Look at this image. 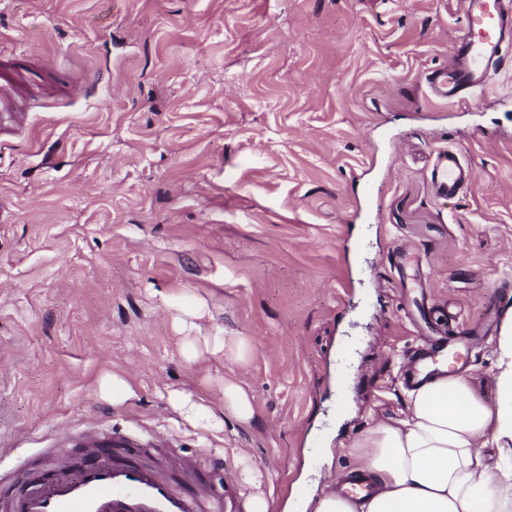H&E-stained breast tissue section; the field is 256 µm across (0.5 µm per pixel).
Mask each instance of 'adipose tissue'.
Segmentation results:
<instances>
[{"instance_id": "ef3b65f1", "label": "adipose tissue", "mask_w": 512, "mask_h": 512, "mask_svg": "<svg viewBox=\"0 0 512 512\" xmlns=\"http://www.w3.org/2000/svg\"><path fill=\"white\" fill-rule=\"evenodd\" d=\"M488 404L472 380L440 372L408 390L406 415L354 445L313 512H512V309L496 335Z\"/></svg>"}]
</instances>
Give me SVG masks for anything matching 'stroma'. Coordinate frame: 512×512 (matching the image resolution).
<instances>
[{
  "label": "stroma",
  "mask_w": 512,
  "mask_h": 512,
  "mask_svg": "<svg viewBox=\"0 0 512 512\" xmlns=\"http://www.w3.org/2000/svg\"><path fill=\"white\" fill-rule=\"evenodd\" d=\"M462 23L459 0H0L24 97L0 115V468L81 457L52 432L93 424L231 482L236 512H304L403 417L429 328L512 306V67L466 104L426 83ZM448 148L473 180L442 200ZM497 328L461 368L489 403ZM224 408L245 422L251 421L255 413L250 392L234 379L224 380Z\"/></svg>",
  "instance_id": "1"
}]
</instances>
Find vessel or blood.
Masks as SVG:
<instances>
[{"label":"vessel or blood","instance_id":"obj_1","mask_svg":"<svg viewBox=\"0 0 512 512\" xmlns=\"http://www.w3.org/2000/svg\"><path fill=\"white\" fill-rule=\"evenodd\" d=\"M464 23L458 41L448 51L446 69L431 73L430 94L453 102L473 99L505 59L504 42L512 41V0H461ZM434 193L452 198L471 181L456 152L438 150L431 168ZM436 363L427 353L403 376L413 386L427 378ZM85 447L96 449L94 460L76 466L59 462L16 489L12 476L0 473V512H233L230 492L215 491L195 468L178 458L170 469L181 481L141 457L135 438L128 435L82 436Z\"/></svg>","mask_w":512,"mask_h":512}]
</instances>
